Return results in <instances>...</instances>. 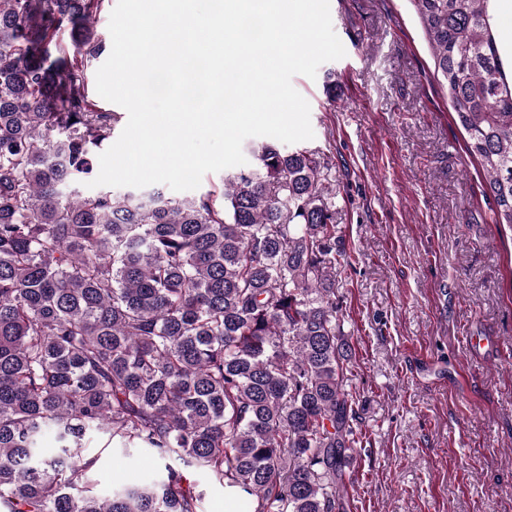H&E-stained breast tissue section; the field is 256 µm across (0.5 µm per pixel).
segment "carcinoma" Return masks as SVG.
I'll return each instance as SVG.
<instances>
[{
    "instance_id": "1",
    "label": "carcinoma",
    "mask_w": 512,
    "mask_h": 512,
    "mask_svg": "<svg viewBox=\"0 0 512 512\" xmlns=\"http://www.w3.org/2000/svg\"><path fill=\"white\" fill-rule=\"evenodd\" d=\"M493 2L411 0L512 229ZM104 7L0 0V512H201L185 467L254 512H340L359 438L321 165L262 142L191 199L82 194L121 121L85 92ZM94 435L153 453L162 476L101 496Z\"/></svg>"
}]
</instances>
